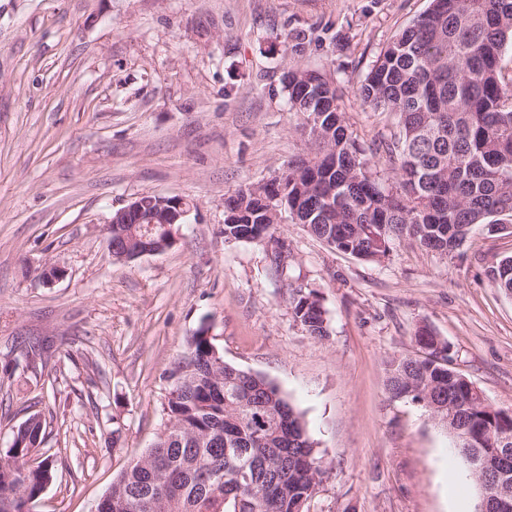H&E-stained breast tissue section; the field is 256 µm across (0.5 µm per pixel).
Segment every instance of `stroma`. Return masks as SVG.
<instances>
[{"instance_id": "stroma-1", "label": "stroma", "mask_w": 512, "mask_h": 512, "mask_svg": "<svg viewBox=\"0 0 512 512\" xmlns=\"http://www.w3.org/2000/svg\"><path fill=\"white\" fill-rule=\"evenodd\" d=\"M430 0H0V455L41 416L54 477L36 512H94L154 445L169 373L207 327L226 362L273 382L303 415L327 474L309 512H476L479 491L429 413L386 393L388 359L424 358L423 326L454 368L512 412V295L493 285L512 232L459 250L404 243L382 262L332 250L284 218L288 265L225 242L224 199L301 154L283 76L341 77L364 144L397 118L359 104L380 51ZM307 44L300 53L292 45ZM143 194L191 209L171 247L112 257L107 221ZM65 269L54 284L47 265ZM318 292L328 339L291 289ZM291 313L295 322L311 337L319 340L329 337V323L323 304L314 290L302 287L293 290Z\"/></svg>"}]
</instances>
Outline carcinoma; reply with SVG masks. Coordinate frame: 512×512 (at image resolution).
<instances>
[{"label":"carcinoma","instance_id":"obj_1","mask_svg":"<svg viewBox=\"0 0 512 512\" xmlns=\"http://www.w3.org/2000/svg\"><path fill=\"white\" fill-rule=\"evenodd\" d=\"M512 0H430V7L380 52L359 89L360 104L393 112L399 130L375 153L393 174L384 180L349 130L338 104L339 78L294 67L284 76L288 111L300 120L306 154L288 162L270 183L284 200L266 203L268 184L224 198V240L254 242L280 226L282 212L331 249L380 262L406 240L448 254L474 227L512 223ZM512 293V257L493 272ZM295 322L311 337H329L323 304L313 290L291 295ZM207 328L187 338L179 377L164 410L166 439L118 476L100 512H297L323 482L326 469L303 416L266 378L215 355ZM424 359L387 362L394 400L447 407L437 426H454L463 454L496 465L512 414L471 392L470 381L448 364V342L428 336ZM13 436L0 458V512H32L52 477L49 458L27 466L43 442L37 415ZM252 461V485L226 498L225 478L240 458Z\"/></svg>","mask_w":512,"mask_h":512}]
</instances>
